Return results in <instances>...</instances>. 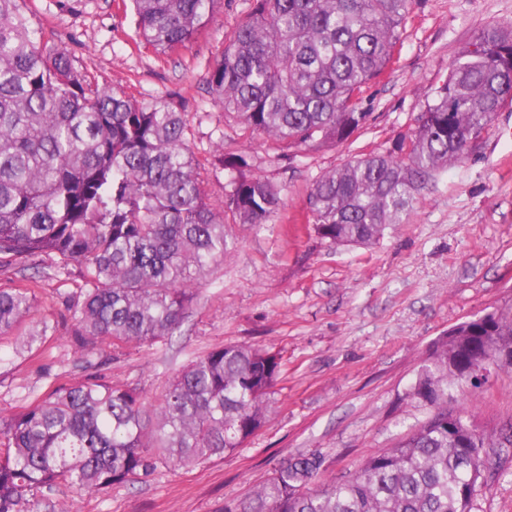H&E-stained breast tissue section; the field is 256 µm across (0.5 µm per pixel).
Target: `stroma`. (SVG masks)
I'll return each instance as SVG.
<instances>
[{"label": "stroma", "mask_w": 512, "mask_h": 512, "mask_svg": "<svg viewBox=\"0 0 512 512\" xmlns=\"http://www.w3.org/2000/svg\"><path fill=\"white\" fill-rule=\"evenodd\" d=\"M253 6L218 0L191 42L162 54L139 37L123 0H26L45 41L99 85L140 102L185 112L209 204L224 216L228 250L201 281L190 316L165 342L101 344L88 367L72 341L77 268L47 278L42 259L0 269V286H30L34 306L18 334L0 337V414L24 411L89 374L136 390L153 407L169 379L225 344L277 352L281 374L263 427L243 446L187 468H163L95 491L59 484L39 512H222L265 484L291 457L320 452L323 479L337 480L373 453L395 446L428 415L405 396L435 342L457 324L512 304V106L463 158L423 186L406 223L372 246L318 237L308 193L322 173L354 156L383 153L416 125L459 51L491 23H512V0H413L391 69L369 84L358 108L366 127L348 141L277 158L265 138L242 137L215 105L211 64ZM248 158L284 204L271 223L242 224L224 210L230 173L215 159ZM47 334L20 349L23 336ZM465 408L479 429L512 419V369L496 370ZM498 478L480 512H512V448L490 456Z\"/></svg>", "instance_id": "1"}]
</instances>
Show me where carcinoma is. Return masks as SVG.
<instances>
[{"label":"carcinoma","instance_id":"cac0c4a2","mask_svg":"<svg viewBox=\"0 0 512 512\" xmlns=\"http://www.w3.org/2000/svg\"><path fill=\"white\" fill-rule=\"evenodd\" d=\"M26 0H0V267L35 256L79 267L73 343L154 344L187 317L195 291L224 256V220L207 202L185 114L141 103L75 70L37 37ZM217 0H130L142 40L160 53L187 46ZM411 0H253L212 64L214 102L245 138L273 150L318 149L364 127L359 96L391 66ZM512 105V23L486 26L454 60L415 128L384 154L320 175L308 195L315 232L336 245L376 243L404 222L414 194L460 160L498 112ZM232 171L224 208L265 224L280 190ZM34 305L29 289L0 288V336ZM512 306L438 343L406 398L429 416L394 447L332 483L324 457L283 462L247 501L224 512H474L488 485L485 460L512 446V421L481 431L448 391L487 390L469 370L512 368ZM280 356L252 345L215 347L180 370L149 412L133 389L97 375L0 416V512H34L59 483L93 491L222 458L264 424Z\"/></svg>","mask_w":512,"mask_h":512}]
</instances>
